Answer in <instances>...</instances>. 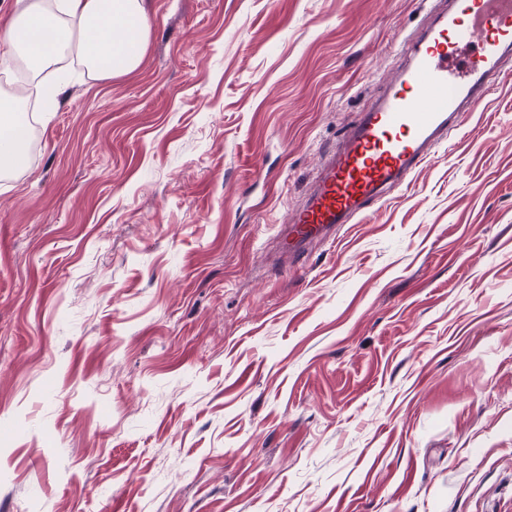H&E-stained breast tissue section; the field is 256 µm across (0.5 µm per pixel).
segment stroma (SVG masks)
<instances>
[{
	"label": "stroma",
	"mask_w": 512,
	"mask_h": 512,
	"mask_svg": "<svg viewBox=\"0 0 512 512\" xmlns=\"http://www.w3.org/2000/svg\"><path fill=\"white\" fill-rule=\"evenodd\" d=\"M0 178V512H512V58L284 254L428 0H144Z\"/></svg>",
	"instance_id": "stroma-1"
}]
</instances>
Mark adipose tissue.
<instances>
[{"instance_id":"obj_1","label":"adipose tissue","mask_w":512,"mask_h":512,"mask_svg":"<svg viewBox=\"0 0 512 512\" xmlns=\"http://www.w3.org/2000/svg\"><path fill=\"white\" fill-rule=\"evenodd\" d=\"M0 22V59L25 57L40 73L62 54H76L106 78L134 69L148 38L142 0H17ZM30 147L28 127L12 98L0 100V175L22 172Z\"/></svg>"}]
</instances>
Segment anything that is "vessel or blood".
Here are the masks:
<instances>
[{"label":"vessel or blood","instance_id":"obj_1","mask_svg":"<svg viewBox=\"0 0 512 512\" xmlns=\"http://www.w3.org/2000/svg\"><path fill=\"white\" fill-rule=\"evenodd\" d=\"M512 55V0H439L385 91L359 112L330 153L284 237L298 252L338 224L406 186L460 129Z\"/></svg>","mask_w":512,"mask_h":512}]
</instances>
